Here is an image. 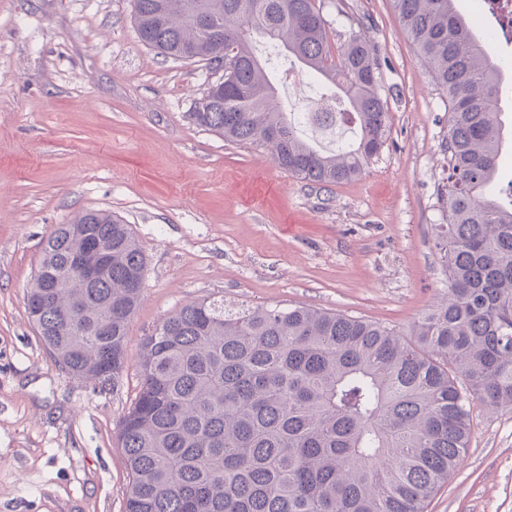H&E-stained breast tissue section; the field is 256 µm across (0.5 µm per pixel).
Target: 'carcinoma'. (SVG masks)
<instances>
[{"mask_svg":"<svg viewBox=\"0 0 512 512\" xmlns=\"http://www.w3.org/2000/svg\"><path fill=\"white\" fill-rule=\"evenodd\" d=\"M314 0H133L139 38L175 60L226 70L194 103L196 123L261 148L316 184L361 175L386 142L378 60L351 33L330 56ZM435 85L448 95L446 223L435 247L448 288L392 328L279 304L184 305L143 337L141 382L118 439L130 473L124 512H424L468 448L470 404L512 405V184L499 102L512 66L499 61L456 0H391ZM332 92L354 137L327 153L284 110L262 44ZM110 254L87 284L74 266L83 235ZM40 264L57 287L37 331L56 362L95 387L118 380L146 258L130 225L86 211L45 239ZM466 386H459V378Z\"/></svg>","mask_w":512,"mask_h":512,"instance_id":"cac0c4a2","label":"carcinoma"}]
</instances>
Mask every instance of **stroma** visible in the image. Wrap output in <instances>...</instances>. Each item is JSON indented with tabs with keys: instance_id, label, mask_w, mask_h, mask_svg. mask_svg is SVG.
I'll return each instance as SVG.
<instances>
[{
	"instance_id": "35a3bbf8",
	"label": "stroma",
	"mask_w": 512,
	"mask_h": 512,
	"mask_svg": "<svg viewBox=\"0 0 512 512\" xmlns=\"http://www.w3.org/2000/svg\"><path fill=\"white\" fill-rule=\"evenodd\" d=\"M339 53L370 42L388 138L362 175L302 180L198 126L221 70L145 46L132 0H0V512H123L117 423L140 343L192 301L302 305L408 331L448 286L435 249L448 97L390 0H315ZM146 257L125 370L92 390L55 363L27 295L43 241L87 210ZM469 446L427 512H512V407L472 403Z\"/></svg>"
}]
</instances>
